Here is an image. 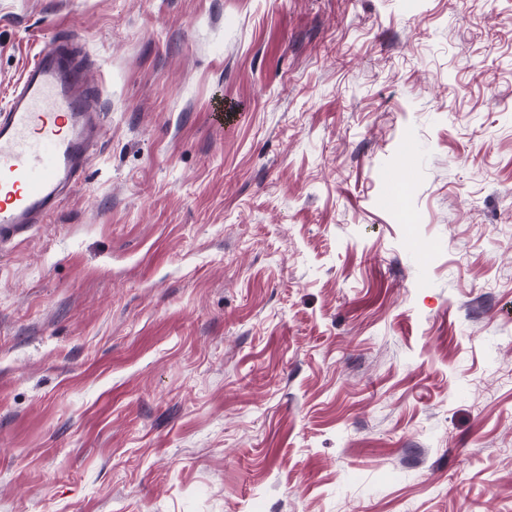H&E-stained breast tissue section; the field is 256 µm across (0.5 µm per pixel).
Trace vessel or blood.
<instances>
[{
    "mask_svg": "<svg viewBox=\"0 0 512 512\" xmlns=\"http://www.w3.org/2000/svg\"><path fill=\"white\" fill-rule=\"evenodd\" d=\"M86 84L57 45L26 69L0 109V240L39 223L89 165L100 128Z\"/></svg>",
    "mask_w": 512,
    "mask_h": 512,
    "instance_id": "1",
    "label": "vessel or blood"
}]
</instances>
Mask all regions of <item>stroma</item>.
I'll return each mask as SVG.
<instances>
[{
  "mask_svg": "<svg viewBox=\"0 0 512 512\" xmlns=\"http://www.w3.org/2000/svg\"><path fill=\"white\" fill-rule=\"evenodd\" d=\"M59 40L0 512H512V0H0V107Z\"/></svg>",
  "mask_w": 512,
  "mask_h": 512,
  "instance_id": "35a3bbf8",
  "label": "stroma"
}]
</instances>
